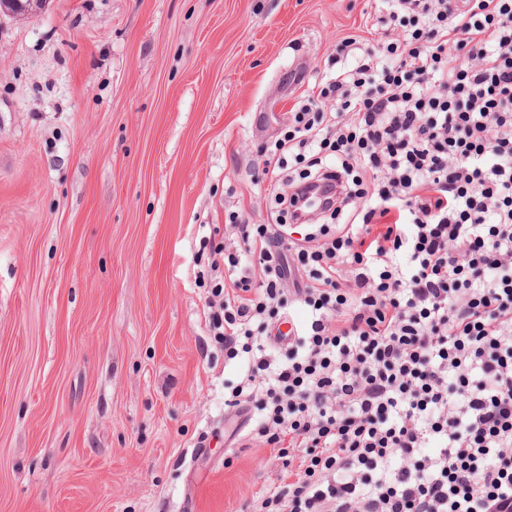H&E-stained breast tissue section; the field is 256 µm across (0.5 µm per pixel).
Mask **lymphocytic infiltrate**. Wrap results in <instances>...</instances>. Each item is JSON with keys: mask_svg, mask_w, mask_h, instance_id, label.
<instances>
[{"mask_svg": "<svg viewBox=\"0 0 512 512\" xmlns=\"http://www.w3.org/2000/svg\"><path fill=\"white\" fill-rule=\"evenodd\" d=\"M398 41L267 147L279 202L339 187L303 238L230 215L209 328L233 404L301 475L261 512H512V0H393ZM301 164L285 176L288 162ZM307 321L267 351L288 300Z\"/></svg>", "mask_w": 512, "mask_h": 512, "instance_id": "lymphocytic-infiltrate-1", "label": "lymphocytic infiltrate"}]
</instances>
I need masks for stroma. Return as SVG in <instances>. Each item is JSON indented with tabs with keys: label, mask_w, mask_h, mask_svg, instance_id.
Instances as JSON below:
<instances>
[{
	"label": "stroma",
	"mask_w": 512,
	"mask_h": 512,
	"mask_svg": "<svg viewBox=\"0 0 512 512\" xmlns=\"http://www.w3.org/2000/svg\"><path fill=\"white\" fill-rule=\"evenodd\" d=\"M382 0H44L0 16V512H259L199 243L274 224L263 145ZM299 66V83L282 79Z\"/></svg>",
	"instance_id": "35a3bbf8"
}]
</instances>
